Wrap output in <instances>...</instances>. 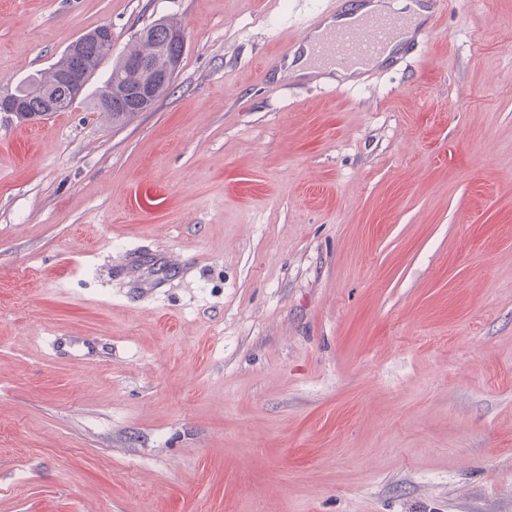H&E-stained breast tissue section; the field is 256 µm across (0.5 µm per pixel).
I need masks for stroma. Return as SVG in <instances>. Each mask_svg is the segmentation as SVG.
<instances>
[{
    "label": "stroma",
    "mask_w": 512,
    "mask_h": 512,
    "mask_svg": "<svg viewBox=\"0 0 512 512\" xmlns=\"http://www.w3.org/2000/svg\"><path fill=\"white\" fill-rule=\"evenodd\" d=\"M344 0H0V92L174 18L121 125L0 112V512H512V0L357 87ZM347 19L348 17H342L340 19L328 18L321 28L312 33L308 44L305 45L298 54L291 55L288 59L287 70L278 72V78H310L319 74L320 70L314 69L312 66V46L326 34L329 28H333L336 22H343Z\"/></svg>",
    "instance_id": "35a3bbf8"
}]
</instances>
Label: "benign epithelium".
<instances>
[{"label": "benign epithelium", "instance_id": "benign-epithelium-1", "mask_svg": "<svg viewBox=\"0 0 512 512\" xmlns=\"http://www.w3.org/2000/svg\"><path fill=\"white\" fill-rule=\"evenodd\" d=\"M88 41L100 44L105 54H111L112 28L108 25L100 27L68 44L64 51L66 63L57 68L55 81L41 89L39 118L45 119L56 114L64 104L74 105L81 97L87 84V75L80 70L79 60L82 47ZM169 41L173 44V51L164 69H155L148 58L127 62L126 82L119 95L114 97L112 90H107L100 101V107H131L137 112L150 110L178 74L180 53L185 50L187 42L186 28L182 26L171 30ZM24 111L26 107L21 98L12 93L0 95V112L18 116Z\"/></svg>", "mask_w": 512, "mask_h": 512}]
</instances>
